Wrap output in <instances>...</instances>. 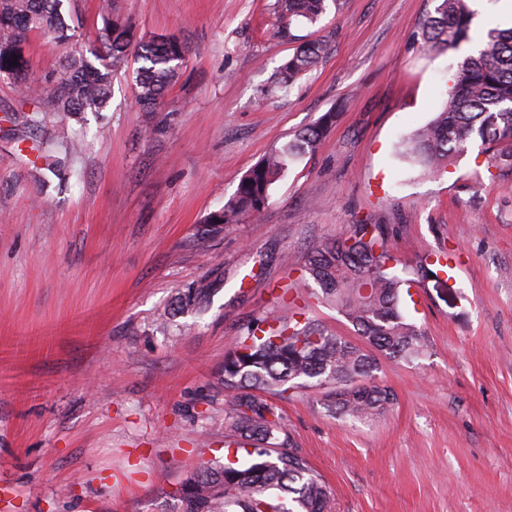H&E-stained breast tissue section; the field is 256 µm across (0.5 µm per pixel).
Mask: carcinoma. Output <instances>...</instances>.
Masks as SVG:
<instances>
[{"mask_svg":"<svg viewBox=\"0 0 512 512\" xmlns=\"http://www.w3.org/2000/svg\"><path fill=\"white\" fill-rule=\"evenodd\" d=\"M62 2L0 0V79L21 88L22 104L36 115L103 112L112 98V73L133 53L140 63L136 105L141 112L159 111L188 50L178 41L134 40L131 29L112 18V0L101 3L97 46L66 56L49 94L31 84L28 33L39 30L56 44L74 37ZM324 2L275 0L274 9L287 28L299 19L316 22ZM472 17L467 0H441L436 15L420 23L421 37L431 48H455L466 38ZM324 51L319 42L298 47L277 69L270 90L291 86ZM334 118L335 113H325L250 169L208 223L234 224L243 215L260 214L288 162L314 153ZM474 142L480 143V153H493L489 168L512 160V28L489 30L476 53L463 59L443 110L407 137L405 154L422 170L439 173ZM398 263L392 241L379 224H354L309 252L301 272L318 286L311 297L334 306L374 353L303 317L293 299L275 314L250 320L224 356L225 416L240 437V448L225 461H205L190 473L185 479L189 489L176 496L180 512H327L326 485L302 455L285 448L270 399L299 387L333 385L336 393L328 400L329 412L360 421L386 412L394 394L371 381L374 354L412 359L426 347L424 334L400 307L402 286L410 288L418 279L447 273L438 257L420 262L417 279H404L397 274ZM207 292L196 288L178 293L165 316L184 309L202 313L199 302ZM241 449L248 456L245 461L238 457Z\"/></svg>","mask_w":512,"mask_h":512,"instance_id":"1","label":"carcinoma"}]
</instances>
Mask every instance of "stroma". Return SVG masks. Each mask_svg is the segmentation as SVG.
I'll use <instances>...</instances> for the list:
<instances>
[{
	"label": "stroma",
	"mask_w": 512,
	"mask_h": 512,
	"mask_svg": "<svg viewBox=\"0 0 512 512\" xmlns=\"http://www.w3.org/2000/svg\"><path fill=\"white\" fill-rule=\"evenodd\" d=\"M114 2L135 36L188 49L159 112L135 106L132 62L107 112L64 123H32L0 80V512H178L181 482L232 439L225 353L278 310L279 288H314L307 253L352 224L387 230L399 274L446 257L456 302L428 280L402 296L427 346L410 362L378 357L395 394L383 415L340 419L330 389H298L273 401L284 435L331 512H512V165L487 168L472 148L430 174L401 146L512 14L469 0V41L431 51L419 22L439 0H328L287 35L274 0ZM98 5L63 0L71 45L29 33L36 84L94 44ZM309 40L327 44L317 67L271 91ZM329 111L320 149L289 165L259 218L209 223L246 172ZM26 141L65 168L35 172ZM202 286V320L160 324Z\"/></svg>",
	"instance_id": "35a3bbf8"
}]
</instances>
